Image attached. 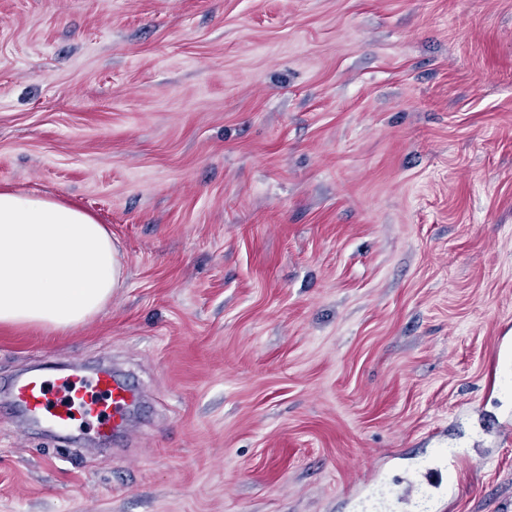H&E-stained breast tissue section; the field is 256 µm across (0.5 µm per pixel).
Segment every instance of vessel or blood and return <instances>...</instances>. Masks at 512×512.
Listing matches in <instances>:
<instances>
[{"label": "vessel or blood", "mask_w": 512, "mask_h": 512, "mask_svg": "<svg viewBox=\"0 0 512 512\" xmlns=\"http://www.w3.org/2000/svg\"><path fill=\"white\" fill-rule=\"evenodd\" d=\"M8 390V413L26 424L67 440L89 431L104 444L126 430L138 402L137 391L108 367L87 374L77 366L54 371L36 367L11 378ZM467 461L464 455L451 456L446 470L418 464L396 478L391 487L395 503L423 508L430 497L446 500L448 470H459Z\"/></svg>", "instance_id": "obj_1"}]
</instances>
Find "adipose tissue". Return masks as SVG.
<instances>
[{"label": "adipose tissue", "mask_w": 512, "mask_h": 512, "mask_svg": "<svg viewBox=\"0 0 512 512\" xmlns=\"http://www.w3.org/2000/svg\"><path fill=\"white\" fill-rule=\"evenodd\" d=\"M105 225L69 203L0 190V327L67 332L122 284Z\"/></svg>", "instance_id": "1"}]
</instances>
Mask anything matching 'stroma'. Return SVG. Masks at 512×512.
<instances>
[{
    "label": "stroma",
    "mask_w": 512,
    "mask_h": 512,
    "mask_svg": "<svg viewBox=\"0 0 512 512\" xmlns=\"http://www.w3.org/2000/svg\"><path fill=\"white\" fill-rule=\"evenodd\" d=\"M0 189L96 216L123 283L0 378L109 363L112 448L0 420V512H363L470 456L512 512V0H0Z\"/></svg>",
    "instance_id": "1"
}]
</instances>
